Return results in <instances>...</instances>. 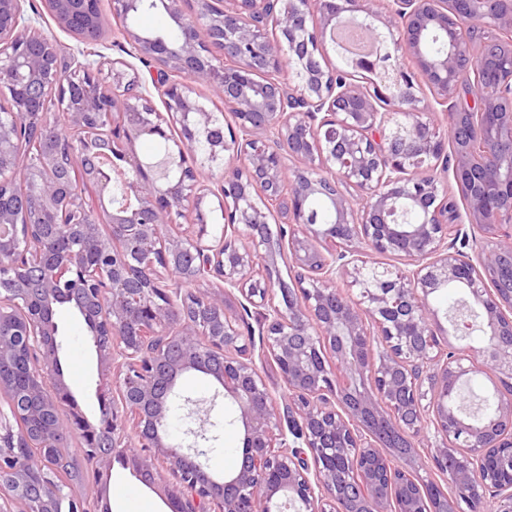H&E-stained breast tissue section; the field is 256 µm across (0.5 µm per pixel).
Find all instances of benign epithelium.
<instances>
[{"label": "benign epithelium", "mask_w": 512, "mask_h": 512, "mask_svg": "<svg viewBox=\"0 0 512 512\" xmlns=\"http://www.w3.org/2000/svg\"><path fill=\"white\" fill-rule=\"evenodd\" d=\"M25 2L0 0V368L28 359L33 374L26 402L0 406V512L27 501L57 512L63 487L35 480L16 449L52 453L69 427L95 465L135 438L150 452L132 458L136 472L170 512H474L489 498L512 512V74L499 68L512 0H156L174 46L128 24L141 0H109L112 34L148 77L96 50L101 0H40L31 17ZM49 19L84 61L60 66ZM343 21L366 30L375 55L340 70L325 37ZM430 37L444 41L434 55ZM476 47L483 73L470 79L461 60ZM199 85L231 105L237 132L225 136ZM143 134L168 142L149 166L126 156ZM100 145L128 163L115 178L87 168ZM290 157L303 167L289 170ZM220 161L214 191L201 170ZM450 174L465 223L449 206ZM312 197L333 213L324 229L306 212ZM179 218L190 230L162 235ZM373 253L405 268L373 265ZM450 284L480 308L488 343L476 353L441 347L427 298ZM64 299L118 391L91 429L59 413L68 393L53 312ZM242 299L257 333L233 314ZM256 334L286 400L252 358ZM487 369L500 382L495 412L473 423L452 394ZM189 370L214 377L246 427L240 467L221 481L204 446L207 400L183 398L185 439L170 432ZM396 432L411 449L432 434L454 495L397 464Z\"/></svg>", "instance_id": "benign-epithelium-1"}]
</instances>
